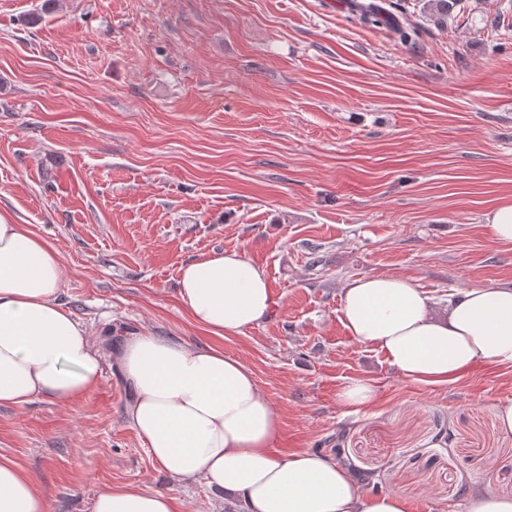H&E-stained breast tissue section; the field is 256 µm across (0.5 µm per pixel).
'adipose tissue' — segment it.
<instances>
[{"instance_id":"adipose-tissue-1","label":"adipose tissue","mask_w":512,"mask_h":512,"mask_svg":"<svg viewBox=\"0 0 512 512\" xmlns=\"http://www.w3.org/2000/svg\"><path fill=\"white\" fill-rule=\"evenodd\" d=\"M62 286L56 246L0 215V407L66 403L99 384L101 350L61 302ZM178 300L196 326L223 338L267 322L276 307L264 268L237 249L184 264ZM340 319L413 382L443 385L479 366L512 365V284L461 289L439 311L406 278L364 275L345 284ZM112 357L133 390L127 419L172 478L202 479L241 512H408L400 494L371 492L332 457L274 454L280 417L250 369L222 349L139 332ZM0 512H50L33 477L2 455ZM91 512H179V503L107 485Z\"/></svg>"}]
</instances>
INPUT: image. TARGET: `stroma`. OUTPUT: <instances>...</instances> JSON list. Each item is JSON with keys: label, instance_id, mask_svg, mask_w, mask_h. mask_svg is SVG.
Returning <instances> with one entry per match:
<instances>
[{"label": "stroma", "instance_id": "1", "mask_svg": "<svg viewBox=\"0 0 512 512\" xmlns=\"http://www.w3.org/2000/svg\"><path fill=\"white\" fill-rule=\"evenodd\" d=\"M349 2L0 0V214L57 247L61 300L93 342H216L278 412V453L340 456L410 512H463L467 493H512V435L496 425L512 365L405 380L349 336L340 295L370 274L440 304L512 283V244L482 230L512 198V0H461L443 27L401 0L419 25L408 42ZM232 249L265 269L277 307L215 340L176 282ZM354 379L376 400L347 415L336 392ZM131 397L104 358L81 398L0 407V455L50 512H91L117 484L227 512L153 463Z\"/></svg>", "mask_w": 512, "mask_h": 512}]
</instances>
